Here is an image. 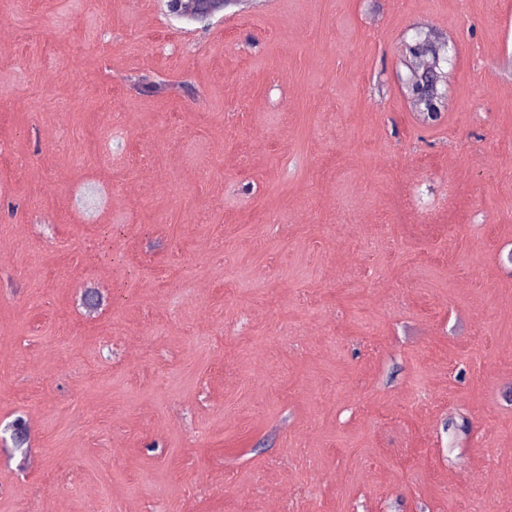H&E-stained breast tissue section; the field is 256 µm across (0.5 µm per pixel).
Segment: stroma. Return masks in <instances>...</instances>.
I'll return each instance as SVG.
<instances>
[{"instance_id":"stroma-1","label":"stroma","mask_w":512,"mask_h":512,"mask_svg":"<svg viewBox=\"0 0 512 512\" xmlns=\"http://www.w3.org/2000/svg\"><path fill=\"white\" fill-rule=\"evenodd\" d=\"M0 25V512H512V0ZM430 57L434 59V56L429 53H425L414 59L406 58L404 65L407 72L405 77L410 76L413 79L419 78L423 80V91H427L433 95L440 94L445 98V92L439 88L441 82H444L443 78H446L445 73L437 64H431L429 60ZM179 87L175 83L154 81L146 77L135 78L132 83V88L138 94L147 97H164Z\"/></svg>"}]
</instances>
